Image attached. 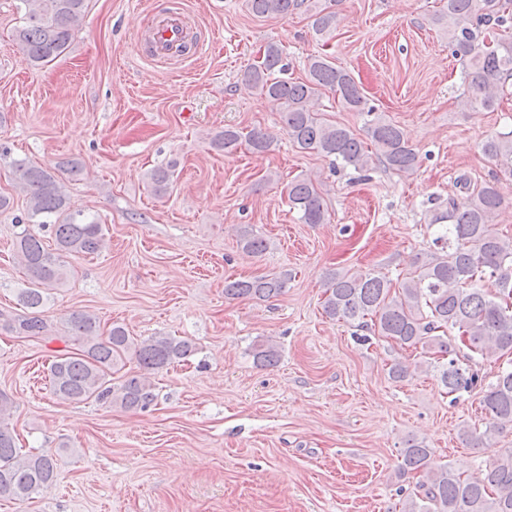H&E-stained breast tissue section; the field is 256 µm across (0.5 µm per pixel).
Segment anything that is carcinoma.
<instances>
[{"instance_id":"obj_1","label":"carcinoma","mask_w":512,"mask_h":512,"mask_svg":"<svg viewBox=\"0 0 512 512\" xmlns=\"http://www.w3.org/2000/svg\"><path fill=\"white\" fill-rule=\"evenodd\" d=\"M21 2L24 24L16 28L13 43L23 61L35 67L61 57L84 19L86 0ZM303 4L304 0H248L257 17H286ZM311 18L314 33L324 37L336 23V11L327 5ZM430 22L448 33L462 82L472 93L470 103L495 109L499 89L512 79V0H443ZM241 82L281 109L288 140L301 153L317 152L360 172L377 161L398 173L418 167V153L401 129L376 115L353 76L326 56L314 57L308 79L296 81L288 76L283 50L269 43L262 60L243 72ZM323 89L336 93L345 109L366 116L368 141L323 121L311 110V101ZM243 140L257 154L269 151L273 142L261 129L243 135L226 128L215 144L230 153ZM482 151L512 176V130L488 138ZM11 165L16 187L28 197L29 223L20 224L16 235L19 263L28 279L19 302L28 313L5 321V327L20 336L46 340L42 307L49 291L67 281L65 257L100 253L106 245L105 227L95 217L68 211L63 179L55 173L23 159ZM459 183L469 190L465 201L452 200L448 208L428 215V227L435 228L434 244L441 246V252L417 258L415 270L396 281L371 272H334L326 284L323 311L332 320L369 324L402 349L421 350L434 361L447 393H482V427H465L461 432L465 441L478 447L512 429V360L499 367L488 383L470 365L475 354L512 355V240L493 228L503 204L498 176L473 189L465 178ZM288 204L303 224H323L327 219L322 193L308 177L288 185ZM48 227L55 236L53 252L40 235ZM239 242L255 254L267 248L265 239L248 225L240 228ZM287 283L286 272L229 281L224 296L269 299L282 294ZM67 325L79 348L57 356L50 365V381L53 394L69 403L94 399L125 410H145L157 398L151 376L195 353L191 341L174 336L136 341L118 324L104 333L88 312L72 313ZM455 340L468 352L457 350ZM130 352L139 372L113 383L112 367ZM252 356L262 366H273L279 351L262 341L253 345ZM11 409L10 399L0 392V498L24 502L54 481L58 463L51 455L26 454L17 448L3 426ZM431 454L415 439L407 440L401 450L400 469L423 474L402 502L401 512H512V448L503 449L492 468L467 477L446 465L430 468Z\"/></svg>"}]
</instances>
